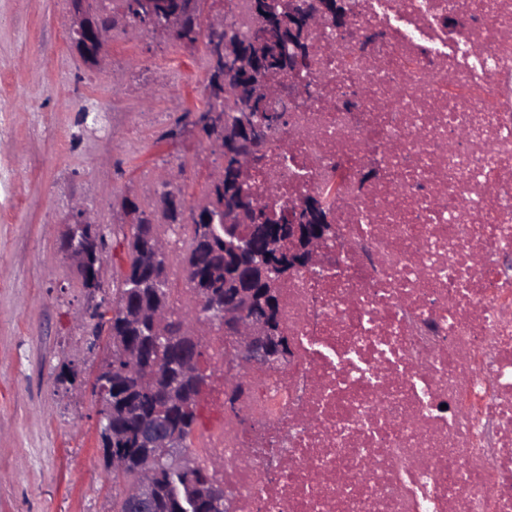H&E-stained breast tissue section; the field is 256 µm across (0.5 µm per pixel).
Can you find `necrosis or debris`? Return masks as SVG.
I'll list each match as a JSON object with an SVG mask.
<instances>
[{"label": "necrosis or debris", "mask_w": 512, "mask_h": 512, "mask_svg": "<svg viewBox=\"0 0 512 512\" xmlns=\"http://www.w3.org/2000/svg\"><path fill=\"white\" fill-rule=\"evenodd\" d=\"M352 5L248 182L337 193L338 235L279 283L283 365L209 336L193 453L228 512H512V0Z\"/></svg>", "instance_id": "necrosis-or-debris-1"}]
</instances>
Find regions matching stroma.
I'll list each match as a JSON object with an SVG mask.
<instances>
[{"label":"stroma","instance_id":"35a3bbf8","mask_svg":"<svg viewBox=\"0 0 512 512\" xmlns=\"http://www.w3.org/2000/svg\"><path fill=\"white\" fill-rule=\"evenodd\" d=\"M70 23V0H0V512H112L119 491L99 449L90 299L60 250L74 202L115 226L124 199L157 207L179 167L196 206L221 164L178 122L205 107L203 50L120 24L93 68ZM65 368L75 384L58 383Z\"/></svg>","mask_w":512,"mask_h":512}]
</instances>
